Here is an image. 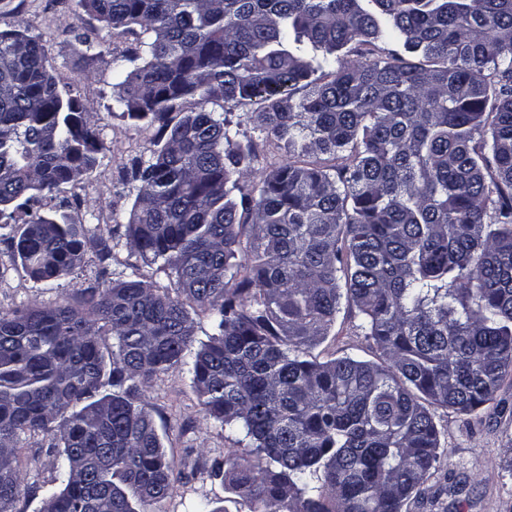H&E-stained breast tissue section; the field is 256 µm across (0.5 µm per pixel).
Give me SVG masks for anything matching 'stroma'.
<instances>
[{
    "instance_id": "obj_1",
    "label": "stroma",
    "mask_w": 512,
    "mask_h": 512,
    "mask_svg": "<svg viewBox=\"0 0 512 512\" xmlns=\"http://www.w3.org/2000/svg\"><path fill=\"white\" fill-rule=\"evenodd\" d=\"M14 30L42 37L61 83L89 106L88 118L101 132L105 149L96 168L68 185L64 196L73 203V219L107 234L111 221L126 222L134 202L125 183L126 166L132 158L148 155L157 139L156 128L120 116L113 98L114 72L126 67L139 41L131 32L116 34L108 38L101 54L90 55L78 35L97 36L100 25L81 11L77 0H0V32ZM224 110L259 150L258 161L240 180L249 192L286 153L265 141L255 123L259 103L229 102ZM97 253L96 239H88L80 268L50 287L34 284L22 270L9 271L0 280V310L52 305L73 296L93 282ZM359 323L355 310L342 307L328 335L311 349V357L321 362L345 355L379 361L372 339ZM142 402L156 422L167 459L184 474L150 512H198L204 504L214 512H249L248 504L210 471L227 453L241 461L250 458L251 450L237 435L204 417L189 374L172 370L154 376L143 387ZM431 412L444 453L421 499L410 501L404 512H512V373L505 376L494 400L473 413L439 406ZM17 446L24 482L12 512H38L42 499L59 485L57 451L40 436H20Z\"/></svg>"
}]
</instances>
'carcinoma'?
Wrapping results in <instances>:
<instances>
[{
	"instance_id": "carcinoma-1",
	"label": "carcinoma",
	"mask_w": 512,
	"mask_h": 512,
	"mask_svg": "<svg viewBox=\"0 0 512 512\" xmlns=\"http://www.w3.org/2000/svg\"><path fill=\"white\" fill-rule=\"evenodd\" d=\"M361 2L78 0L107 35L139 34L116 102L159 138L127 169L134 204L94 282L0 311V512L22 434L60 458L39 512L165 499L177 475L140 399L170 370L251 448L225 458L251 512H403L444 454L429 407L493 400L512 370V0ZM380 39L402 49L338 55ZM230 101L260 103L288 150L253 207L233 192L257 151L207 108ZM88 112L40 37L0 32V244L35 283L82 260L88 225L41 211L97 163ZM122 237L168 285L111 277ZM344 302L381 362L308 358ZM191 304L213 329L197 348Z\"/></svg>"
}]
</instances>
